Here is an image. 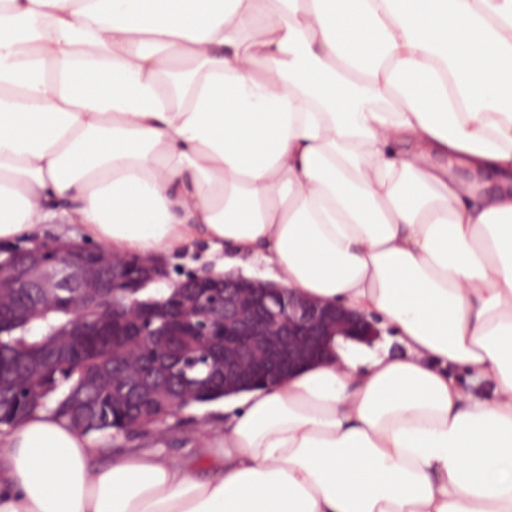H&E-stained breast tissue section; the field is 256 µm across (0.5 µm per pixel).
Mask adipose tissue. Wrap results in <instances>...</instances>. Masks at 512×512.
Here are the masks:
<instances>
[{
	"mask_svg": "<svg viewBox=\"0 0 512 512\" xmlns=\"http://www.w3.org/2000/svg\"><path fill=\"white\" fill-rule=\"evenodd\" d=\"M55 220L404 352L335 337L182 459L36 411L0 512H512V0H0V240Z\"/></svg>",
	"mask_w": 512,
	"mask_h": 512,
	"instance_id": "1",
	"label": "adipose tissue"
}]
</instances>
